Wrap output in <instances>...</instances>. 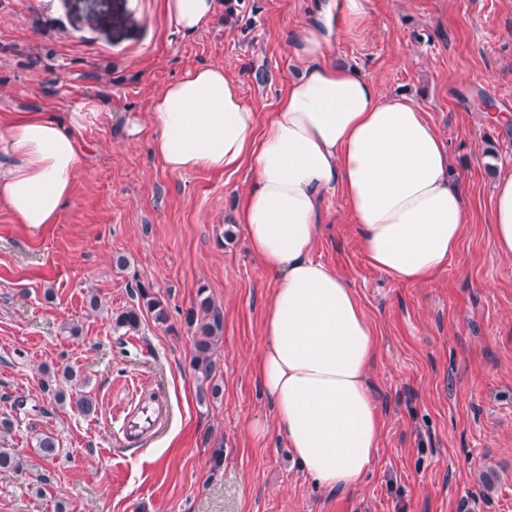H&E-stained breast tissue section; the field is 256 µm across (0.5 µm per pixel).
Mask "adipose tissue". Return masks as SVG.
<instances>
[{
  "label": "adipose tissue",
  "mask_w": 512,
  "mask_h": 512,
  "mask_svg": "<svg viewBox=\"0 0 512 512\" xmlns=\"http://www.w3.org/2000/svg\"><path fill=\"white\" fill-rule=\"evenodd\" d=\"M166 9L192 35L215 0H167ZM369 21L366 0H322L295 37L299 72L265 126L218 65L167 84L148 105L152 153L167 172L248 163L234 221L275 285L252 372L302 471L341 490L361 484L380 446L367 383L378 338L353 290L313 256L321 204L341 191L368 261L414 285L447 266L469 222L464 184L449 176L448 145L412 99L382 95L331 58L337 39ZM100 111L92 101L64 121L30 112L0 126V200L18 223L56 222L81 161L75 131ZM491 221L495 250L512 257V171L495 177Z\"/></svg>",
  "instance_id": "ef3b65f1"
}]
</instances>
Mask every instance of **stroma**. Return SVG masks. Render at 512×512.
I'll list each match as a JSON object with an SVG mask.
<instances>
[{"label":"stroma","instance_id":"obj_1","mask_svg":"<svg viewBox=\"0 0 512 512\" xmlns=\"http://www.w3.org/2000/svg\"><path fill=\"white\" fill-rule=\"evenodd\" d=\"M165 3L0 0V118L104 104L77 134L81 167L55 223H17L0 203V448L22 462L0 472V512H512V257L496 253L490 222L496 171L512 168V126L491 120L512 111V0H368L371 24L332 51L381 94L414 100L447 142L470 211L447 267L405 285L362 253L341 192L322 202L314 257L353 289L379 338L368 382L382 440L351 490L300 470L250 369L274 285L232 221L248 168L172 174L151 153L152 126L133 144L123 131L165 85L212 64L266 124L299 70L291 38L314 0H216L192 36ZM139 282L169 319L116 328ZM202 286L224 312L220 393L203 405L184 320ZM93 293L101 310L87 306ZM66 366L94 415L55 403L61 381L45 389L47 371ZM155 396L162 430L123 434ZM45 433L55 458L36 449Z\"/></svg>","mask_w":512,"mask_h":512}]
</instances>
